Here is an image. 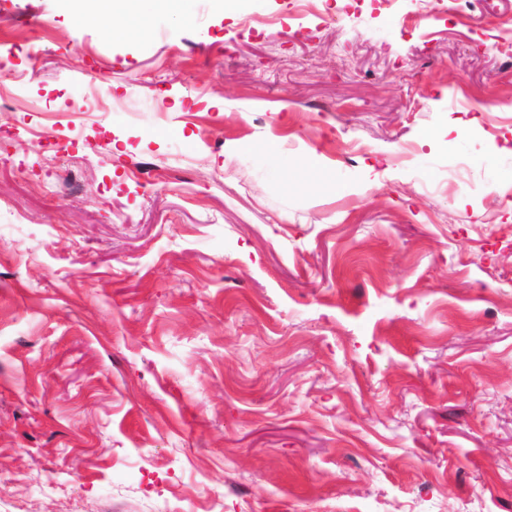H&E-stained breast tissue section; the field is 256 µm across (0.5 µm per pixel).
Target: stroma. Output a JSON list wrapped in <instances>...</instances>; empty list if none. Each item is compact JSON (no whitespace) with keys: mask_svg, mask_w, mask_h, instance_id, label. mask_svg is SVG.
<instances>
[{"mask_svg":"<svg viewBox=\"0 0 512 512\" xmlns=\"http://www.w3.org/2000/svg\"><path fill=\"white\" fill-rule=\"evenodd\" d=\"M288 2L0 0V512H512V0ZM105 10L94 18L97 26L111 37L144 38L148 24L161 8L184 17L183 0H107Z\"/></svg>","mask_w":512,"mask_h":512,"instance_id":"obj_1","label":"stroma"}]
</instances>
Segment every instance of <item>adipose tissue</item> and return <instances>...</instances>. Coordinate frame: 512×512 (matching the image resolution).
<instances>
[{
    "mask_svg": "<svg viewBox=\"0 0 512 512\" xmlns=\"http://www.w3.org/2000/svg\"><path fill=\"white\" fill-rule=\"evenodd\" d=\"M162 8L176 16H183L184 0H108L95 22L110 36L143 38L149 32L151 18Z\"/></svg>",
    "mask_w": 512,
    "mask_h": 512,
    "instance_id": "ef3b65f1",
    "label": "adipose tissue"
}]
</instances>
